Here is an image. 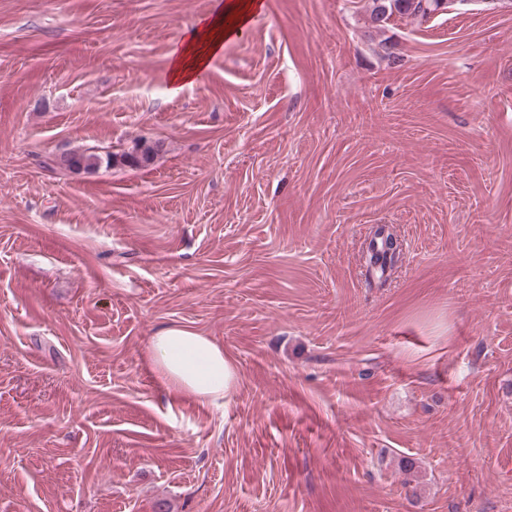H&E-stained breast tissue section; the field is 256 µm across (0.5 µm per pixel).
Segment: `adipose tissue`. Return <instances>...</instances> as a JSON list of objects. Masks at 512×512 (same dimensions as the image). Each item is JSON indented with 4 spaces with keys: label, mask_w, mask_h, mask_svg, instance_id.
Instances as JSON below:
<instances>
[{
    "label": "adipose tissue",
    "mask_w": 512,
    "mask_h": 512,
    "mask_svg": "<svg viewBox=\"0 0 512 512\" xmlns=\"http://www.w3.org/2000/svg\"><path fill=\"white\" fill-rule=\"evenodd\" d=\"M261 7V0H224L214 14L171 52L169 79L174 88L190 84L240 32ZM148 362L162 385L203 403L225 405L238 385V370L209 337L175 326L151 336Z\"/></svg>",
    "instance_id": "ef3b65f1"
}]
</instances>
